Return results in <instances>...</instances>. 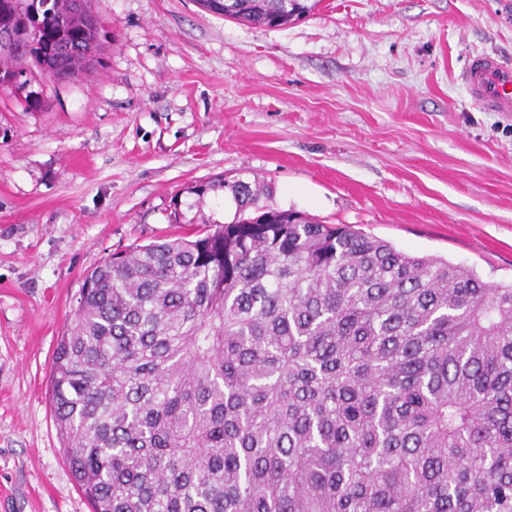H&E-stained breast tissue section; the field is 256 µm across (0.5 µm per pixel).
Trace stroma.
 <instances>
[{"mask_svg":"<svg viewBox=\"0 0 512 512\" xmlns=\"http://www.w3.org/2000/svg\"><path fill=\"white\" fill-rule=\"evenodd\" d=\"M92 75L0 87V512H90L50 371L85 275L112 253L231 222L230 196L354 224L512 282V112L475 107L467 54L512 63V0H321L283 27L196 0H98ZM27 91V92H28Z\"/></svg>","mask_w":512,"mask_h":512,"instance_id":"35a3bbf8","label":"stroma"}]
</instances>
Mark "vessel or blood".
Instances as JSON below:
<instances>
[{"mask_svg": "<svg viewBox=\"0 0 512 512\" xmlns=\"http://www.w3.org/2000/svg\"><path fill=\"white\" fill-rule=\"evenodd\" d=\"M460 78L471 99L490 112H512V64L497 53L469 55Z\"/></svg>", "mask_w": 512, "mask_h": 512, "instance_id": "obj_1", "label": "vessel or blood"}]
</instances>
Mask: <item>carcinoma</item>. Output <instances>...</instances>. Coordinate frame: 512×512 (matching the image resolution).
I'll return each mask as SVG.
<instances>
[{
  "mask_svg": "<svg viewBox=\"0 0 512 512\" xmlns=\"http://www.w3.org/2000/svg\"><path fill=\"white\" fill-rule=\"evenodd\" d=\"M319 0H197L283 26ZM0 87L99 63L92 0H0ZM85 276L53 418L92 512H512V284L259 205Z\"/></svg>",
  "mask_w": 512,
  "mask_h": 512,
  "instance_id": "obj_1",
  "label": "carcinoma"
}]
</instances>
